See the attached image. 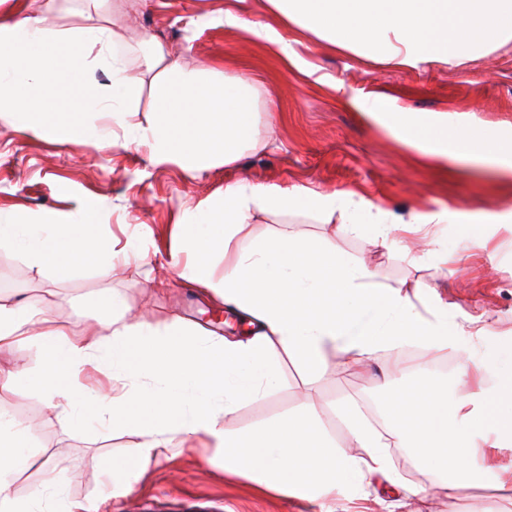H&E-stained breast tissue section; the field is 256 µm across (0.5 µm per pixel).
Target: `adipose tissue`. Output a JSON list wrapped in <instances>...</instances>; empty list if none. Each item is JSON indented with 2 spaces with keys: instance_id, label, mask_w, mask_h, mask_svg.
<instances>
[{
  "instance_id": "obj_1",
  "label": "adipose tissue",
  "mask_w": 512,
  "mask_h": 512,
  "mask_svg": "<svg viewBox=\"0 0 512 512\" xmlns=\"http://www.w3.org/2000/svg\"><path fill=\"white\" fill-rule=\"evenodd\" d=\"M268 10L332 49L415 67L439 61L458 65L512 45V0H265ZM138 54L143 76L125 73V56ZM108 83H87L91 63ZM150 87L156 110L137 122L140 95ZM121 128L124 146L147 147L157 164L174 163L202 174L238 161L261 141L255 89L241 77L211 68L186 70L164 46L142 33L126 39L104 25L67 29L43 17L0 25V122L41 137L112 146L98 120ZM399 138L434 164L495 163L512 171V139L497 129L465 126L451 115L420 124L404 116ZM78 207L63 223L0 217V247L17 251L37 271L63 278L110 264L115 243L102 224ZM291 218L322 225L308 238L283 228ZM456 210L396 212L354 190L320 192L239 179L221 196L187 209L178 219L181 248L191 258L183 271L247 326L244 336L204 339L182 317L130 316L111 294L92 322L49 317L27 302L0 298V356L23 345L42 348L41 390L57 398L70 430L97 420L128 431L138 442L112 463V479L94 499L63 498L60 512H101L130 493L150 463L166 456L175 438L197 435L224 450L225 472L295 497L320 499L334 490L361 491L373 476H387L389 448H409L430 475L449 488H495L492 512H512V468L492 464L487 446L512 447V346L486 358L468 356L467 378L492 374V386L459 395L434 383L393 390L392 420L376 429L358 407L348 412L349 449L326 432L315 408L249 432H230L226 415L243 400L268 393L281 377L277 352L318 373L327 350L341 351L355 368L380 351L412 344L445 351L466 349L468 333L449 318L448 306L423 307L420 295L385 285L364 260L336 245L340 236L387 245L396 236L459 220ZM276 230L258 235L255 225ZM224 273L214 277L215 255ZM34 453L15 419L0 414V512H51V492L40 485L13 494L9 478Z\"/></svg>"
}]
</instances>
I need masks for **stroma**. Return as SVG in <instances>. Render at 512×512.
<instances>
[{"label": "stroma", "instance_id": "obj_1", "mask_svg": "<svg viewBox=\"0 0 512 512\" xmlns=\"http://www.w3.org/2000/svg\"><path fill=\"white\" fill-rule=\"evenodd\" d=\"M268 25L288 39L298 61L315 65L306 74L269 41L225 26V10ZM44 14L59 28L112 23L111 7L90 13L85 0H0V22ZM186 27L164 41L171 61L186 68L211 67L227 76L249 78L257 89L259 120L274 116L278 132L265 148L249 152L239 165L219 166L198 175L175 164L151 162L146 148L115 145L105 149L60 142L0 124V214L21 213L31 220H67L90 203L91 221L107 225L116 240L114 267L89 268L66 279L37 273L11 249L0 248V297L47 309L59 320L88 321L104 298L120 291L133 311L157 319L176 314L222 336L240 328L223 302L201 293L179 273L188 262L177 249L178 215L219 195L226 182L246 178L282 187L354 189L394 211H431L450 206L467 216L512 213V175L497 168L457 163L447 175L423 164L417 152L395 139L379 121L366 116L359 101L385 94L416 112L450 113L463 123L498 126L512 132V53H497L464 66L431 63L396 66L362 59L311 41L287 28L263 0H136L121 35L155 33L171 19ZM345 253L363 258L391 287H406L447 302L456 321H478L486 336L475 341L487 355L512 344V223L436 224L429 236L405 237L385 246L361 239L336 240ZM137 264L139 277L126 265ZM11 361L25 370L26 384L0 390V407L21 420L49 468L33 463L12 479L25 497L54 480L65 495L93 498L108 462L129 451L134 436L108 432L89 421L72 433L62 425L35 380L42 371L37 346L14 351ZM277 389L243 401L225 417L234 432L255 430L315 406L337 445H345L339 410L349 400H371L385 411L388 378L404 387L428 380L445 383L458 376L455 351L429 355L417 345L377 353L367 367L350 370L341 354L328 352L325 370L310 377L294 358L281 356ZM222 449L205 436L190 447L172 448L153 462L143 480L104 512H415L395 486L376 477L360 498L340 494L326 501L263 491L248 479L224 473ZM390 468L401 483L427 490L426 512H488V491H452L427 476L407 448L390 453Z\"/></svg>", "mask_w": 512, "mask_h": 512}]
</instances>
